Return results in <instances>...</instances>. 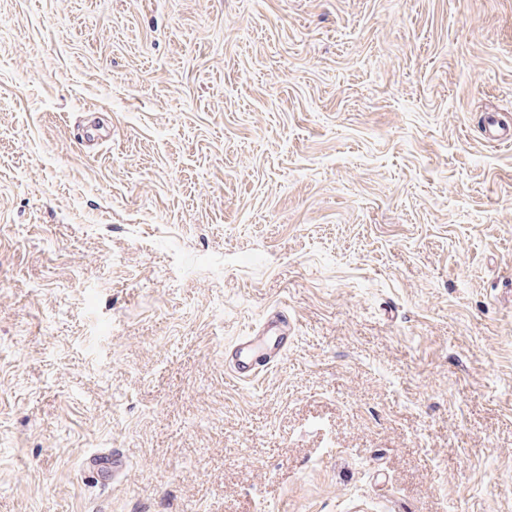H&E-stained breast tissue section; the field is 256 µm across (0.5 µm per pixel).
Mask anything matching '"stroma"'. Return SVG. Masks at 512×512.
Here are the masks:
<instances>
[{
    "label": "stroma",
    "instance_id": "1",
    "mask_svg": "<svg viewBox=\"0 0 512 512\" xmlns=\"http://www.w3.org/2000/svg\"><path fill=\"white\" fill-rule=\"evenodd\" d=\"M491 114L512 0H0V512H512ZM288 312L273 309L250 336H243L224 349V364L230 375L250 382L272 370L288 350L291 339Z\"/></svg>",
    "mask_w": 512,
    "mask_h": 512
}]
</instances>
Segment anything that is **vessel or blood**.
I'll list each match as a JSON object with an SVG mask.
<instances>
[{
	"instance_id": "1",
	"label": "vessel or blood",
	"mask_w": 512,
	"mask_h": 512,
	"mask_svg": "<svg viewBox=\"0 0 512 512\" xmlns=\"http://www.w3.org/2000/svg\"><path fill=\"white\" fill-rule=\"evenodd\" d=\"M291 339L288 313L271 310L251 335L242 337L224 350V363L230 375L250 382L272 370L286 353Z\"/></svg>"
}]
</instances>
